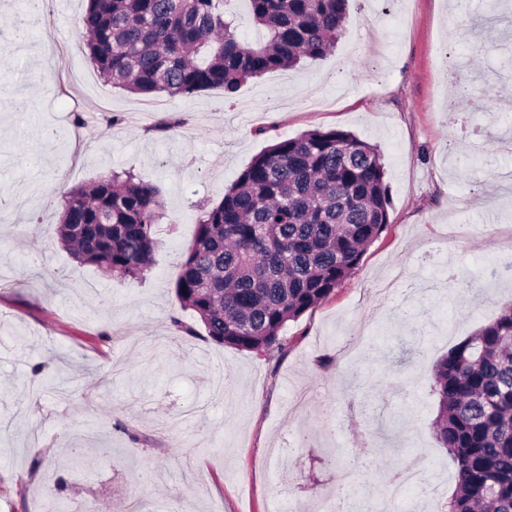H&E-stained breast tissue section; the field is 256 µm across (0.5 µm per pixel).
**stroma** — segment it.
<instances>
[{
    "mask_svg": "<svg viewBox=\"0 0 512 512\" xmlns=\"http://www.w3.org/2000/svg\"><path fill=\"white\" fill-rule=\"evenodd\" d=\"M87 0L30 23L0 0V512H444L455 464L432 430V368L512 304V8L490 0H351L323 59L176 99L140 121L141 96L92 65ZM474 63L464 121L439 56ZM94 120L74 135V113ZM120 121L106 126L105 116ZM177 117L161 132L154 125ZM354 133L380 153L389 229L353 276L288 322L284 351L178 336L193 324L175 265L201 207L253 158L312 129ZM162 190L166 217L145 279L81 265L55 225L64 190L110 171ZM402 417L406 433L392 421ZM68 448L88 449L80 468ZM421 480L393 495L405 457Z\"/></svg>",
    "mask_w": 512,
    "mask_h": 512,
    "instance_id": "obj_1",
    "label": "stroma"
}]
</instances>
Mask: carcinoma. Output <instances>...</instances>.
I'll return each instance as SVG.
<instances>
[{
	"label": "carcinoma",
	"instance_id": "cac0c4a2",
	"mask_svg": "<svg viewBox=\"0 0 512 512\" xmlns=\"http://www.w3.org/2000/svg\"><path fill=\"white\" fill-rule=\"evenodd\" d=\"M233 0H88L86 47L113 86L171 98L317 61L350 21L349 0H245L259 38L226 19ZM58 243L81 265L138 282L164 218L160 188L113 172L62 194ZM378 151L349 131L307 130L257 154L203 211L176 264L175 295L203 330L185 336L245 351H282L287 322L354 273L389 224ZM439 446L455 464L448 512H512V305L433 367Z\"/></svg>",
	"mask_w": 512,
	"mask_h": 512
}]
</instances>
